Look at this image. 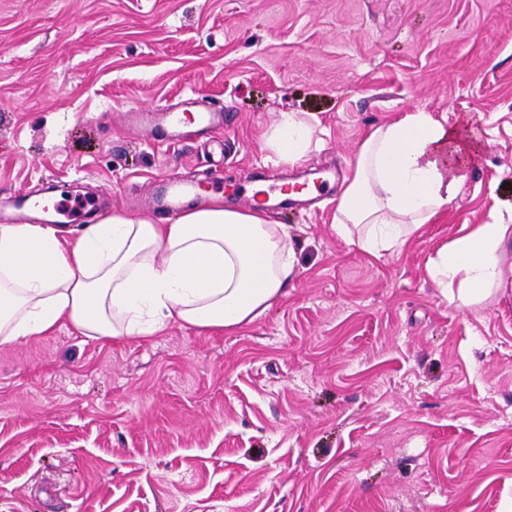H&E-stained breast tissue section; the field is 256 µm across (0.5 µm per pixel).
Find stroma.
Instances as JSON below:
<instances>
[{"label": "stroma", "mask_w": 512, "mask_h": 512, "mask_svg": "<svg viewBox=\"0 0 512 512\" xmlns=\"http://www.w3.org/2000/svg\"><path fill=\"white\" fill-rule=\"evenodd\" d=\"M222 110L171 140L172 104ZM476 116L485 149L440 224L377 260L332 228L364 135ZM305 113L296 165L264 133ZM329 172L271 208L288 294L232 334L176 325L0 348V512H512V240L465 306L427 275L463 226L512 222V0H0V224L18 195L161 218L176 182L246 209V176Z\"/></svg>", "instance_id": "obj_1"}]
</instances>
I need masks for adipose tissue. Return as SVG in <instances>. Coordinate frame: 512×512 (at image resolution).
Returning <instances> with one entry per match:
<instances>
[{"mask_svg":"<svg viewBox=\"0 0 512 512\" xmlns=\"http://www.w3.org/2000/svg\"><path fill=\"white\" fill-rule=\"evenodd\" d=\"M473 116L456 124L422 110L373 127L349 162L333 227L380 258L402 252L448 215L483 143ZM304 113L284 112L263 136L288 164L310 152ZM512 228L480 224L427 264L469 302L501 284L498 251ZM288 227L264 210L207 205L176 218L106 214L67 236L53 224L0 225V347L71 326L95 339H148L169 326L236 332L287 294L296 268Z\"/></svg>","mask_w":512,"mask_h":512,"instance_id":"ef3b65f1","label":"adipose tissue"}]
</instances>
